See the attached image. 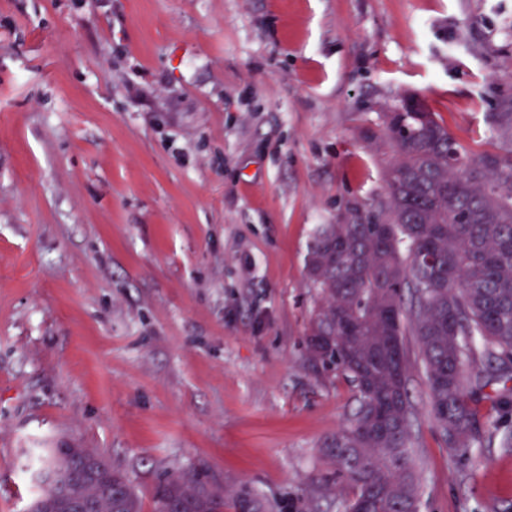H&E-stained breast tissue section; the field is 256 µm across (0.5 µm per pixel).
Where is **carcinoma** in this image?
<instances>
[{
	"mask_svg": "<svg viewBox=\"0 0 512 512\" xmlns=\"http://www.w3.org/2000/svg\"><path fill=\"white\" fill-rule=\"evenodd\" d=\"M392 112L386 131L397 160L386 174L378 223L321 224L305 262L318 292L307 351L355 387L351 422L323 443L333 474L353 487L341 512H419L414 408L403 336H417L429 415L448 450L470 456L497 442L512 452V155L469 154L419 102ZM503 383L499 417L483 434L474 397ZM100 459L101 483L85 482L79 459ZM30 505L74 491L82 512H141L127 476L89 448H51ZM157 512H268L251 487L227 490L202 469L170 473Z\"/></svg>",
	"mask_w": 512,
	"mask_h": 512,
	"instance_id": "carcinoma-1",
	"label": "carcinoma"
}]
</instances>
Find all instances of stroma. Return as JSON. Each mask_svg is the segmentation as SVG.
I'll list each match as a JSON object with an SVG mask.
<instances>
[{
  "label": "stroma",
  "mask_w": 512,
  "mask_h": 512,
  "mask_svg": "<svg viewBox=\"0 0 512 512\" xmlns=\"http://www.w3.org/2000/svg\"><path fill=\"white\" fill-rule=\"evenodd\" d=\"M421 100L502 153L512 0H0V505L42 449L101 452L156 512L204 468L338 512L355 389L309 356L318 225L371 223ZM420 512H512V453L451 456L408 335Z\"/></svg>",
  "instance_id": "obj_1"
}]
</instances>
